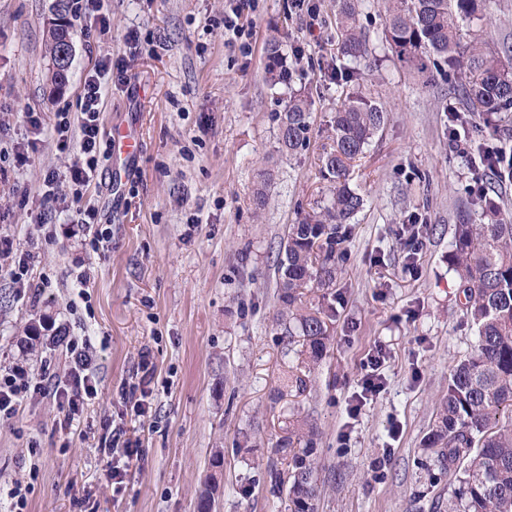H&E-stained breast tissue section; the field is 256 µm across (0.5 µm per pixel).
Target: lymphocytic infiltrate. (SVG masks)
<instances>
[{"mask_svg": "<svg viewBox=\"0 0 512 512\" xmlns=\"http://www.w3.org/2000/svg\"><path fill=\"white\" fill-rule=\"evenodd\" d=\"M114 69L110 60H101L83 81L80 109L77 112L55 111L53 120L44 113L30 112L26 123L31 137L12 144L17 165H25L30 151L37 148V136L50 129L55 148L62 154H73L65 170L48 169L43 175L41 206L47 212H63L70 204L81 203L83 190L93 180L102 161L112 155V144L103 137L100 114L102 96ZM0 258L9 259L5 274L19 292L33 288L31 252L19 249L13 235L0 233ZM65 356L63 372L51 377H35L19 364L0 371V422L19 418L27 407L49 398L63 409V428L73 429L77 417L88 401L97 394L93 357L88 341L73 336L54 337Z\"/></svg>", "mask_w": 512, "mask_h": 512, "instance_id": "f902f5d3", "label": "lymphocytic infiltrate"}]
</instances>
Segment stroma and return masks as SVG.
<instances>
[{
    "mask_svg": "<svg viewBox=\"0 0 512 512\" xmlns=\"http://www.w3.org/2000/svg\"><path fill=\"white\" fill-rule=\"evenodd\" d=\"M315 2L322 23L310 32L288 0H256L253 31L238 46L216 25L225 0H104L110 32L88 38L73 22L68 80L56 90L45 44L57 0H0V200L30 195L27 209H0V233L14 234L34 253V274L49 278L22 295L0 278V369L63 365L61 350L25 344L26 326L47 313L50 332L89 337L98 390L80 434L56 428L50 400L0 423V512H10L18 482L29 488L24 512H197L209 485L212 512H288V486L273 475L284 469L275 444L294 412L318 430L317 512H439L448 485L423 486L416 461L449 373L476 340L448 260L456 225L481 220L469 161L448 146L449 111L461 101L447 72L425 80L397 61L382 39L384 0H365L359 15L367 67L358 82L336 83V2ZM275 35L306 53L287 57L289 83L272 87ZM463 37L512 58V0H494ZM104 57L123 61L127 83L107 85L102 131L126 127L143 148L126 173L102 164L87 190L112 230L101 256L84 248L85 229L70 216L33 228L41 175L68 157L46 141L20 167L5 149L26 137V112L76 111L85 73ZM357 91L387 121L351 169L365 205L337 278L332 341L295 396L283 384L299 359L278 324L276 257L287 225L329 195L319 158L332 117ZM296 93L311 102L312 127L308 147L291 155L278 137ZM261 179L268 204L259 211ZM379 350L384 387L349 415ZM144 351L156 375L138 417L122 388ZM108 419L142 449L118 493L99 452Z\"/></svg>",
    "mask_w": 512,
    "mask_h": 512,
    "instance_id": "1",
    "label": "stroma"
}]
</instances>
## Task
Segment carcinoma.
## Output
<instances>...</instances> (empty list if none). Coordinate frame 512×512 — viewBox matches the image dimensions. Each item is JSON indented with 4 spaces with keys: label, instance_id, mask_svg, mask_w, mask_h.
<instances>
[{
    "label": "carcinoma",
    "instance_id": "1",
    "mask_svg": "<svg viewBox=\"0 0 512 512\" xmlns=\"http://www.w3.org/2000/svg\"><path fill=\"white\" fill-rule=\"evenodd\" d=\"M382 35L397 59L426 77L431 70H463L458 87L467 114L494 125L501 112H512V61L488 53L481 41L461 44L463 26L487 18L490 0H385ZM360 0H336L339 58L336 80L351 82L359 72L351 64L367 54L358 24ZM62 33L49 34L52 82L60 77L58 48ZM283 42L269 44V82H286L276 70ZM311 103L290 98L281 116L278 144L294 153L304 148L311 130ZM386 113L360 92L350 95L331 122L332 144L321 159L320 173L332 196L320 211L288 225L284 256L277 263L278 299L288 314L289 342L298 343L304 368L312 371L330 346L333 305L323 302L336 287L345 244L353 235L354 217L364 208L362 194L350 187V163L385 124ZM477 205L483 224L457 225L449 255L466 317L476 330L469 358L454 366L422 453L430 484L448 480L445 512H512V420L497 415L512 407V218L501 215L495 199ZM317 429L299 419L276 445L288 457L289 512H317V471L311 463Z\"/></svg>",
    "mask_w": 512,
    "mask_h": 512
}]
</instances>
